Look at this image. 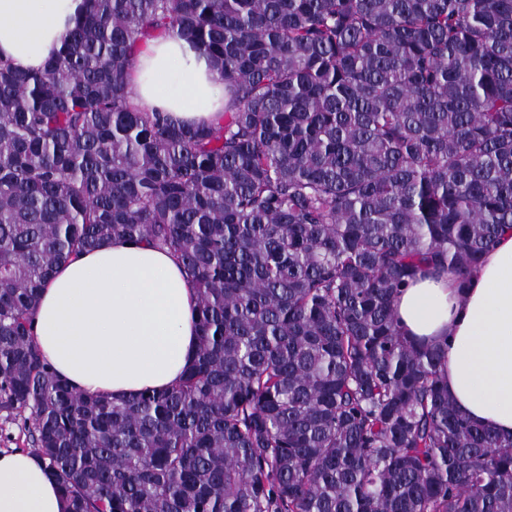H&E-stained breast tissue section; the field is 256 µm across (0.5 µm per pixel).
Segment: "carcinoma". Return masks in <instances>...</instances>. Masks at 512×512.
I'll use <instances>...</instances> for the list:
<instances>
[{
  "mask_svg": "<svg viewBox=\"0 0 512 512\" xmlns=\"http://www.w3.org/2000/svg\"><path fill=\"white\" fill-rule=\"evenodd\" d=\"M43 70L0 60V412L67 512H512V439L400 329L512 228V0H85ZM210 57L219 127L129 100L146 40ZM114 239L198 291L176 386L116 399L52 371L32 315Z\"/></svg>",
  "mask_w": 512,
  "mask_h": 512,
  "instance_id": "1",
  "label": "carcinoma"
}]
</instances>
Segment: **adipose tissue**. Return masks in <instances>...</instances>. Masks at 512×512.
<instances>
[{"label": "adipose tissue", "instance_id": "ef3b65f1", "mask_svg": "<svg viewBox=\"0 0 512 512\" xmlns=\"http://www.w3.org/2000/svg\"><path fill=\"white\" fill-rule=\"evenodd\" d=\"M85 0H0V59L37 71L63 48ZM132 103L185 124L224 119V83L178 35L147 41L129 71ZM197 293L177 259L115 240L58 267L34 314V339L79 392L127 398L175 385L197 347ZM401 329L448 347V393L471 421L512 437V229L485 254L466 288L454 274L424 276L397 295ZM47 462L0 451V512H65Z\"/></svg>", "mask_w": 512, "mask_h": 512}]
</instances>
